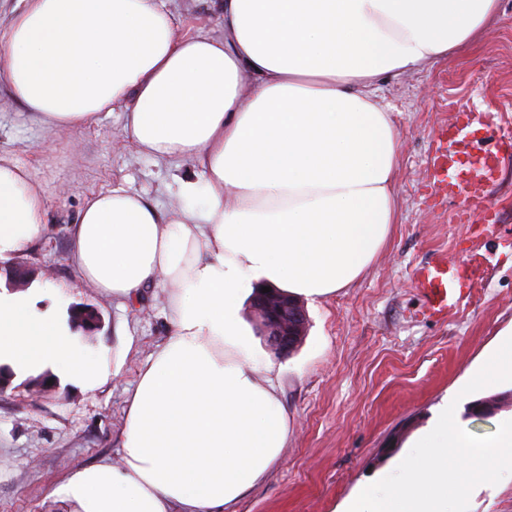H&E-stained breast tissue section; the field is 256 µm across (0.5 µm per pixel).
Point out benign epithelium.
<instances>
[{
	"label": "benign epithelium",
	"instance_id": "1",
	"mask_svg": "<svg viewBox=\"0 0 512 512\" xmlns=\"http://www.w3.org/2000/svg\"><path fill=\"white\" fill-rule=\"evenodd\" d=\"M31 270L16 265L9 272V284L16 290L27 288ZM260 335L266 337L271 349L279 355L292 352L294 337L305 333L308 318L301 303L274 290L256 295L252 302Z\"/></svg>",
	"mask_w": 512,
	"mask_h": 512
}]
</instances>
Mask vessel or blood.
Returning a JSON list of instances; mask_svg holds the SVG:
<instances>
[{
	"label": "vessel or blood",
	"mask_w": 512,
	"mask_h": 512,
	"mask_svg": "<svg viewBox=\"0 0 512 512\" xmlns=\"http://www.w3.org/2000/svg\"><path fill=\"white\" fill-rule=\"evenodd\" d=\"M502 115L493 107H463L434 133L427 160L428 198L432 204L455 203L453 222L469 227L459 243L461 261L444 258L417 265L412 272L422 297L423 319L444 321L467 308L484 261L481 247L500 222L490 201L505 159L512 157V133L502 130Z\"/></svg>",
	"instance_id": "obj_1"
}]
</instances>
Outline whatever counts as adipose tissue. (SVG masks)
Segmentation results:
<instances>
[{
  "instance_id": "ef3b65f1",
  "label": "adipose tissue",
  "mask_w": 512,
  "mask_h": 512,
  "mask_svg": "<svg viewBox=\"0 0 512 512\" xmlns=\"http://www.w3.org/2000/svg\"><path fill=\"white\" fill-rule=\"evenodd\" d=\"M0 86L36 124L120 111L137 151L191 164L177 205L115 186L68 228L81 280L134 302L167 288L172 332L128 398L121 464L71 471L58 512H224L288 441L275 364L242 317L257 287H349L398 219L399 136L372 93L470 40L497 0H221L222 35L181 38L167 0H19ZM35 172L0 154V260L48 230ZM92 389L110 370L23 295L0 299V361Z\"/></svg>"
}]
</instances>
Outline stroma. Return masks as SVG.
I'll use <instances>...</instances> for the list:
<instances>
[{"label":"stroma","instance_id":"stroma-1","mask_svg":"<svg viewBox=\"0 0 512 512\" xmlns=\"http://www.w3.org/2000/svg\"><path fill=\"white\" fill-rule=\"evenodd\" d=\"M169 7L180 35L223 28L217 0H170ZM377 88L400 137L398 222L355 284L304 300L307 332L291 355H272L255 332L253 312L244 309L255 349L273 356L279 369L288 442L232 512H343L359 491L396 469L446 402L456 401L477 435L512 418V405L482 420L466 417L467 403L457 398L487 356L512 337V160L490 192L499 236L487 246L488 272L468 309L445 323L422 320L411 282L417 264L459 260L456 244L466 232L425 195L435 128L464 105L486 103L512 128V0H498L496 23L475 40L422 70L383 75ZM0 152L35 171L49 201L48 235L15 257L35 272L26 290L32 307L64 321L70 306H94L103 326L87 347L106 350L111 371L91 390L57 377L45 392L32 387L36 373H18L0 393V512H49L45 493L68 472L104 457L119 461L128 396L171 333L164 289L128 304L80 282L65 229L86 199L118 184L168 207L174 168L136 151L121 113H102L76 130L47 131L5 96ZM469 512H512V475L477 486Z\"/></svg>","mask_w":512,"mask_h":512}]
</instances>
